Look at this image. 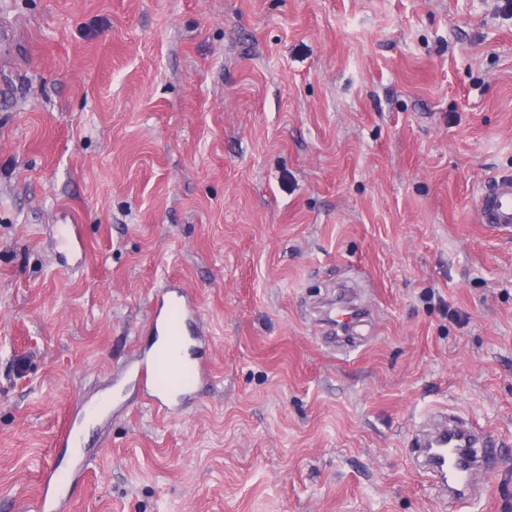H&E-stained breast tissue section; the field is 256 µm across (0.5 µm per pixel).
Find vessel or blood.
I'll return each mask as SVG.
<instances>
[{
  "instance_id": "1",
  "label": "vessel or blood",
  "mask_w": 512,
  "mask_h": 512,
  "mask_svg": "<svg viewBox=\"0 0 512 512\" xmlns=\"http://www.w3.org/2000/svg\"><path fill=\"white\" fill-rule=\"evenodd\" d=\"M476 209L481 224L497 230H512V178L498 177L488 182L479 195ZM59 259L86 260L85 245L76 224L58 225L53 241ZM150 335L166 336L186 359V382L171 387L162 383V360L152 351L140 352L126 368L125 376L143 395L147 408L157 416L170 418L180 413L188 401L213 380L210 363L211 342L202 325L197 298L175 282H168L153 298L149 316ZM109 402L100 398L84 409L81 417L59 433L57 445L72 448L83 442L84 423L109 419ZM423 466L435 476V488L444 495L471 492L478 475L493 464L492 444L476 428L457 420H448L422 443ZM84 462H76L68 472L46 468L35 512H68L65 483L78 481L84 474Z\"/></svg>"
}]
</instances>
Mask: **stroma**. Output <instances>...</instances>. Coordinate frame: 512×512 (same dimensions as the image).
Returning <instances> with one entry per match:
<instances>
[{
    "mask_svg": "<svg viewBox=\"0 0 512 512\" xmlns=\"http://www.w3.org/2000/svg\"><path fill=\"white\" fill-rule=\"evenodd\" d=\"M500 5L0 0V512L85 456L72 512H512V233L474 209L512 177ZM169 279L216 376L160 419L112 376ZM348 284L372 314L338 347ZM440 406L499 443L486 499L413 467ZM53 244L55 254L64 265L68 256L75 259L76 266L85 262L86 250L79 224H58ZM108 397L104 396L91 402L79 418L71 422L58 434L57 448H74L83 443V424L85 422L107 420L111 413L108 411Z\"/></svg>",
    "mask_w": 512,
    "mask_h": 512,
    "instance_id": "1",
    "label": "stroma"
}]
</instances>
